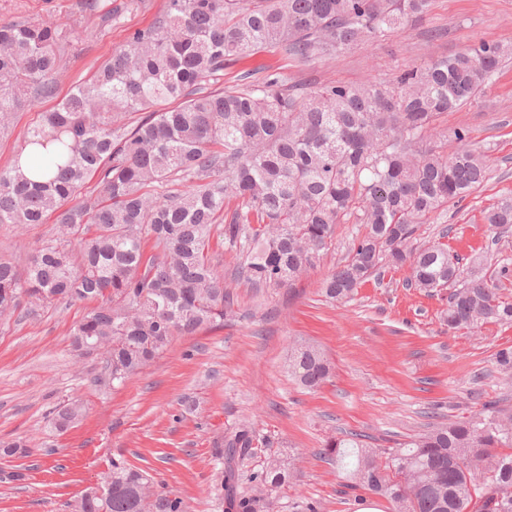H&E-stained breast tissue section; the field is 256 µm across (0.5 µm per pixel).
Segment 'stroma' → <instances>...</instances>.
I'll return each mask as SVG.
<instances>
[{"instance_id":"35a3bbf8","label":"stroma","mask_w":512,"mask_h":512,"mask_svg":"<svg viewBox=\"0 0 512 512\" xmlns=\"http://www.w3.org/2000/svg\"><path fill=\"white\" fill-rule=\"evenodd\" d=\"M165 0H98L95 14L83 0H0V19H49L66 33L65 67L56 99H36L18 112L11 132L0 135V167L7 165L27 128L52 110L75 81L109 59L126 36L150 26ZM483 40L512 43V0H433L430 12L382 40H370L335 59L301 65L279 50L259 47L224 68L220 91L237 89L241 75L287 71L309 85L386 81L411 64L465 50ZM467 128L487 148L491 172L483 187L449 207L422 239L445 238L460 256H483L490 272L512 269V234L493 243L483 211L512 194V61L473 104L445 114L443 145L453 130ZM359 230L341 219L330 249L293 287L257 291L233 286L237 298L223 326L205 327L175 340L170 349L117 388L93 383L97 361L75 357L70 328L84 307H57L34 318L16 315L0 323V442L28 441L26 457L0 456V512H68V502L94 483L112 461L149 472L182 498L189 512H220L211 496L217 479V438L253 418L259 437L245 471L261 469L268 455L294 461L298 485L279 491L280 512H354L355 499L391 512L389 503L347 485L345 473L320 456L327 436L364 435L388 448L422 431L430 413L453 421L478 411L469 391L482 374L485 399L512 405V383L494 371L498 350L512 348V326L489 323L474 333L450 332L441 322L447 292L427 295L407 287L408 267L368 280L348 303H330L321 292L326 275L344 262ZM49 225L0 228V255L26 262ZM306 341L325 354L333 378L309 392L289 379L284 353L290 341ZM82 399L86 411L67 432L48 426L58 402ZM23 480H13L14 472Z\"/></svg>"}]
</instances>
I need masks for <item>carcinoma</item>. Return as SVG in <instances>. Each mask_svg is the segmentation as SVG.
Wrapping results in <instances>:
<instances>
[{"instance_id":"1","label":"carcinoma","mask_w":512,"mask_h":512,"mask_svg":"<svg viewBox=\"0 0 512 512\" xmlns=\"http://www.w3.org/2000/svg\"><path fill=\"white\" fill-rule=\"evenodd\" d=\"M431 0H166L155 22L131 32L92 76L30 127L0 168V227L42 224L19 267L0 259V320L36 317L59 304L92 303L70 330L79 357L104 364L101 386L121 385L178 336L224 325L234 313L214 238L241 256L235 280L249 288L292 286L316 266L352 216L363 230L323 281L348 302L369 278L409 265L408 285L449 289L442 321L474 332L512 325V301L441 241H418L449 205L486 180L490 159L469 131L451 152L423 149L438 118L477 100L512 48L482 41L465 52L408 66L387 83L329 82L305 89L280 72L242 88L210 90L236 58L257 47L300 64L382 39L429 11ZM63 35L50 21L0 20V133L33 100L52 98ZM95 180L94 189L84 193ZM512 227V195L484 211ZM512 380V349L495 354ZM288 374L307 391L329 381L325 355L307 342L286 351ZM64 400L50 424L83 417ZM252 422L216 442L213 499L234 512H279L278 488L300 477L293 462L268 458L240 495L234 472L255 454ZM320 454L391 512H512V408L496 401L437 423L395 448L359 435L332 436ZM485 476L483 486L477 478ZM70 512H187L184 501L144 470L112 461Z\"/></svg>"}]
</instances>
